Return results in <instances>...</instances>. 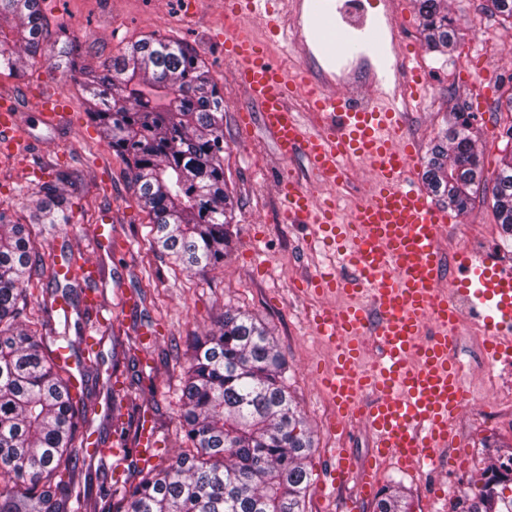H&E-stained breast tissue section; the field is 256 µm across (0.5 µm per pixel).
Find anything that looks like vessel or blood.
Returning <instances> with one entry per match:
<instances>
[{
  "label": "vessel or blood",
  "mask_w": 512,
  "mask_h": 512,
  "mask_svg": "<svg viewBox=\"0 0 512 512\" xmlns=\"http://www.w3.org/2000/svg\"><path fill=\"white\" fill-rule=\"evenodd\" d=\"M243 6L278 29L275 0H225V18L236 17ZM224 51L233 62L235 83L258 106L281 157L304 152L316 177L333 183L354 156L376 179L351 223L337 224L334 209L318 204L289 176L281 181L284 211L290 223L320 225L324 239L342 237V263L354 270L347 279L328 272L316 280L317 287L339 288L357 298L343 309L321 308L312 320L315 334L338 347L335 365L322 378L338 419L361 413L373 436L375 462L392 460L407 473L422 472L447 447L464 401L460 370L448 359L457 334V297L466 295L482 320L487 355L511 360L512 338H504L503 330L512 327V275L489 270L483 257L465 252L459 258V288H439L438 239L447 217L404 179L412 153L398 144L403 135L399 89L381 91V106L362 111L334 92V79L289 80L255 41L229 28ZM297 90L311 111L323 116L320 129L310 130L289 107ZM61 106L60 94L45 95L38 122L50 128L64 123ZM17 124L13 103L0 102L1 148L16 146ZM428 324L434 331L427 337ZM364 336L380 348L367 370L357 364ZM367 390L373 394L368 403L362 399Z\"/></svg>",
  "instance_id": "b4317fda"
}]
</instances>
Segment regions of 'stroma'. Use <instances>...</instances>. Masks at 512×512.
Returning <instances> with one entry per match:
<instances>
[{"mask_svg":"<svg viewBox=\"0 0 512 512\" xmlns=\"http://www.w3.org/2000/svg\"><path fill=\"white\" fill-rule=\"evenodd\" d=\"M369 11L390 14L396 51L383 62L395 75L405 60L420 69L425 88L406 113L404 127L413 153L408 179L423 185L431 147L449 128L455 115L475 112L474 132L485 173H492L512 128V24L487 9V0H448L456 39L445 52L429 49L422 34L415 0H366ZM50 35L64 32L76 42L85 70L101 72L127 44L156 34L181 39L205 61L224 91V178L234 203L232 254L224 265L187 272L168 255L152 250L149 218L130 183L128 165L100 141L87 114V94L81 75H67L41 57L29 63L24 79L0 73V95L18 105L20 145L0 154V202L14 218L26 220L42 194L44 183L57 170L77 178L79 201L71 223L46 227L36 241L45 267L60 265L61 250L87 247L90 230L103 217L112 220V248L92 254L102 270L97 284L109 308L111 329L98 334L101 367L90 381L98 408L112 400L109 375L130 381L139 377L133 400L150 421L158 448L176 454L183 446L181 388L186 351L193 337L216 331L227 309H239L262 319L274 333L288 363V387L313 431L311 466L316 479L306 500V512H374L377 493L402 487L412 512H433L449 491L471 494L482 482L488 451L512 453V430L487 438L484 413L493 397L478 393L470 409L456 421V444L472 451L463 471L448 468L447 455L433 467L411 475L393 462L381 465L376 491L361 495L357 481L320 490L319 479L333 461L332 451L346 449L354 472L369 463L373 437L359 420L334 425L336 405L321 378L336 363V349L313 332L312 319L322 307L335 304L332 293L312 290L319 273L337 267L335 249L318 237L312 224H292L284 217L280 182L291 174L318 201L335 207L347 221L355 202L370 196L374 181L358 158L348 159L342 179L326 184L316 178L304 154L281 159L264 130L258 107L236 85L232 64L224 57V0H40ZM245 27L273 63L293 77L316 75L328 63L325 49L307 57L271 35L263 20L244 15ZM62 91L65 125L49 129L34 115L40 91ZM441 249L464 248L495 256L502 271H512V236L501 229L490 194L477 191L465 214L452 215L440 228ZM154 330L141 367L113 366L112 337L138 345L142 334Z\"/></svg>","mask_w":512,"mask_h":512,"instance_id":"stroma-1","label":"stroma"}]
</instances>
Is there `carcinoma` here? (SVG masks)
<instances>
[{"mask_svg": "<svg viewBox=\"0 0 512 512\" xmlns=\"http://www.w3.org/2000/svg\"><path fill=\"white\" fill-rule=\"evenodd\" d=\"M427 45L454 44L447 0H415ZM52 49H46L47 43ZM50 51L57 66L79 72L68 41H49L39 0H0V70L15 75L25 59ZM92 94L88 114L100 139L129 165L131 183L152 224L153 248L187 270L224 263L233 237L234 205L224 180V94L199 55L186 43L151 35L112 58V68L85 78ZM424 178L446 207L463 213L471 195L491 184L498 222L512 232V151L484 175L470 117L459 115L426 162ZM59 170L43 185L29 223L0 208V512H86L78 478L106 458L88 455L84 429L95 420L119 437L123 403L133 385L112 389V405L98 415L88 381L99 374V357L81 361V381L32 328L26 315L33 276H48L38 307L47 317L59 288L71 291L75 253H63L60 270L45 274L32 238L34 224H69L73 196ZM55 350L78 354L63 332ZM139 364L121 337L112 335V367ZM181 428L187 448L165 463L131 459L128 477L112 481L103 512H305L313 484L308 460L314 449L306 418L288 392V364L276 338L260 319L224 311L219 330L190 346L182 387ZM465 512H512V495L483 488ZM375 512H410L408 496L387 487Z\"/></svg>", "mask_w": 512, "mask_h": 512, "instance_id": "1", "label": "carcinoma"}]
</instances>
